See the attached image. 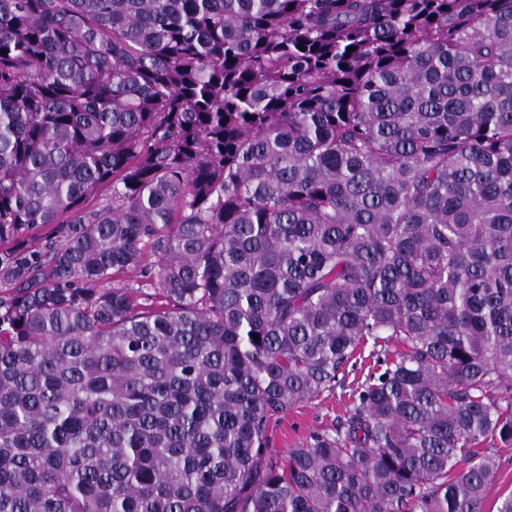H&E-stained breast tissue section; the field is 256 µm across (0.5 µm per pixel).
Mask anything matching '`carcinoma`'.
<instances>
[{
    "mask_svg": "<svg viewBox=\"0 0 512 512\" xmlns=\"http://www.w3.org/2000/svg\"><path fill=\"white\" fill-rule=\"evenodd\" d=\"M1 281L0 512H483L512 0H0ZM341 389L334 394L324 393L320 397L298 404L273 426V452L284 455L310 431L330 425L337 415L345 413L347 397Z\"/></svg>",
    "mask_w": 512,
    "mask_h": 512,
    "instance_id": "1",
    "label": "carcinoma"
}]
</instances>
